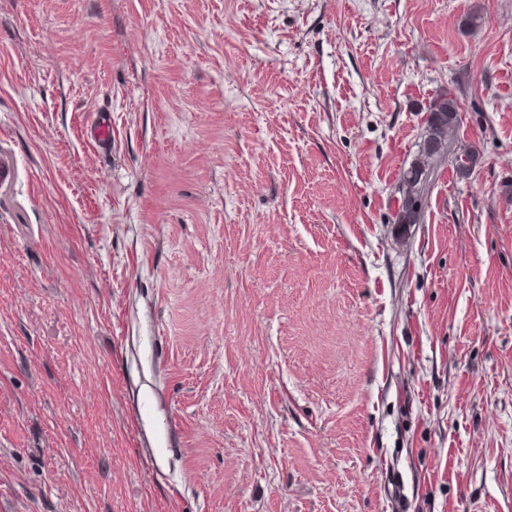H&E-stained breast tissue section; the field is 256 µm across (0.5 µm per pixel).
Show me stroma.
Masks as SVG:
<instances>
[{"mask_svg": "<svg viewBox=\"0 0 512 512\" xmlns=\"http://www.w3.org/2000/svg\"><path fill=\"white\" fill-rule=\"evenodd\" d=\"M2 158L9 512H512V0H0ZM417 158L400 174L399 205L394 224H417L424 208L423 186L429 170L441 163L461 123V110L454 97L445 93L430 102ZM89 143L103 149L112 146V123L107 118H100L90 126Z\"/></svg>", "mask_w": 512, "mask_h": 512, "instance_id": "obj_1", "label": "stroma"}]
</instances>
